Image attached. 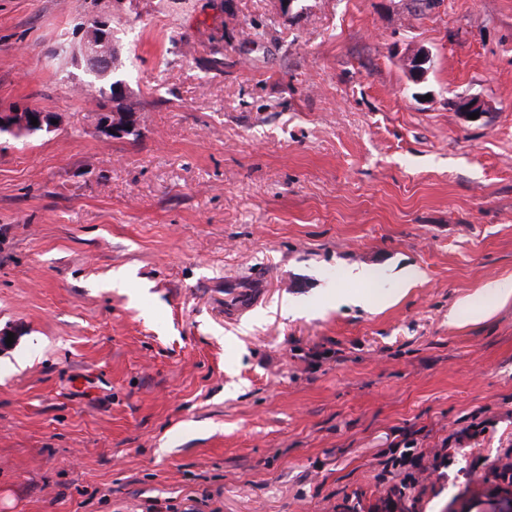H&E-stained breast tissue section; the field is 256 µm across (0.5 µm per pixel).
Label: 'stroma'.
Returning a JSON list of instances; mask_svg holds the SVG:
<instances>
[{"mask_svg":"<svg viewBox=\"0 0 512 512\" xmlns=\"http://www.w3.org/2000/svg\"><path fill=\"white\" fill-rule=\"evenodd\" d=\"M91 14L139 136L94 126ZM15 103L58 123L0 140V512H385L405 440L448 451L414 512H499L512 0H0ZM110 34V24L102 18H97L93 26L86 30L81 42V55L86 74L94 73L106 64L101 46L110 39ZM432 64V57L428 50L419 49L407 57L405 66L409 77L416 83L423 82Z\"/></svg>","mask_w":512,"mask_h":512,"instance_id":"35a3bbf8","label":"stroma"}]
</instances>
